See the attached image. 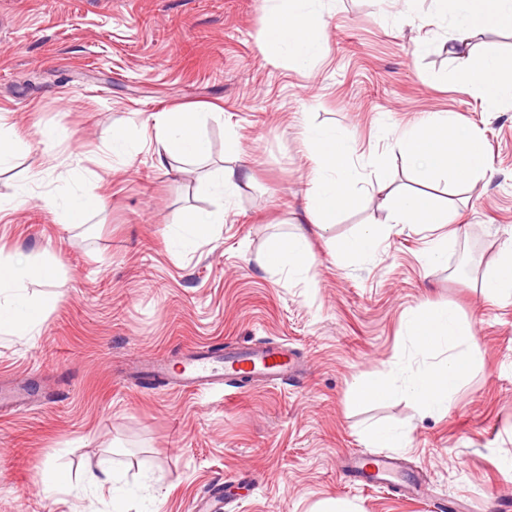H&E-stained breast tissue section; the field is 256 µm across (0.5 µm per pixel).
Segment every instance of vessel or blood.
<instances>
[{
    "mask_svg": "<svg viewBox=\"0 0 512 512\" xmlns=\"http://www.w3.org/2000/svg\"><path fill=\"white\" fill-rule=\"evenodd\" d=\"M301 371L284 348L254 346L223 351L197 347L184 356L180 369H170L165 361L156 359L142 367L138 376L146 381H161L169 391L198 393L227 378L252 377L277 385L295 379ZM349 473L364 484H381L395 477L396 464L382 455L370 459L357 456Z\"/></svg>",
    "mask_w": 512,
    "mask_h": 512,
    "instance_id": "1",
    "label": "vessel or blood"
}]
</instances>
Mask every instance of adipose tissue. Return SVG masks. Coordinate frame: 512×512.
<instances>
[{
    "label": "adipose tissue",
    "mask_w": 512,
    "mask_h": 512,
    "mask_svg": "<svg viewBox=\"0 0 512 512\" xmlns=\"http://www.w3.org/2000/svg\"><path fill=\"white\" fill-rule=\"evenodd\" d=\"M436 15L449 18L453 36L448 53L462 56L473 32L481 27L512 25V0H436ZM267 19L261 31V53L265 60L292 59L309 67L322 51L320 13L315 0H264ZM459 83L496 103H512V68L494 55L479 58L456 74ZM200 115L187 110L162 112L153 119V142L158 158L203 161L210 154L208 140L199 132ZM303 143L315 162L312 180L316 191L307 209L312 224L322 230L333 227L337 211L357 208L360 192L354 191L357 152L354 141L325 127H309ZM395 146L424 180L446 176L462 189L470 188L485 169L486 147L475 134L459 133L452 117L433 114L422 125L402 132ZM382 206L393 224L424 225L435 236L424 255L427 266L447 258V235L441 227L451 223L449 210L434 197L405 190H389ZM385 229L368 224L336 244L341 261L353 263L373 256ZM263 266L287 275L289 280H307L310 250L303 232L272 237L262 254ZM55 282L52 264L35 265L19 256H0V331L31 336L42 319V303L32 301L25 283L32 275ZM405 333L413 346L426 355H439V362L407 372L402 382L362 379L354 383L351 396L357 403H385L410 394L425 413L447 411L457 385L467 376L474 361L477 336L449 305H421L407 315Z\"/></svg>",
    "instance_id": "1"
}]
</instances>
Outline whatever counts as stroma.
I'll return each mask as SVG.
<instances>
[{
  "label": "stroma",
  "instance_id": "stroma-1",
  "mask_svg": "<svg viewBox=\"0 0 512 512\" xmlns=\"http://www.w3.org/2000/svg\"><path fill=\"white\" fill-rule=\"evenodd\" d=\"M264 0H0V119L19 147L0 171V248L52 262L57 285L27 282L50 299L38 334H0V387L32 385L0 415V512H111L108 494L45 496L47 462L73 483L102 463L129 485L153 479L157 512H192L223 483L224 512H512V300L480 281L512 238V107H493L454 81L466 60L448 53L442 20L407 21L398 0H322L326 48L307 70L270 63L259 49ZM203 112L207 162L158 166L145 122L178 107ZM447 112L480 135L487 174L460 191L421 180L396 137ZM352 139L364 203L341 210L336 239L383 224L381 186L434 193L462 233L447 265L428 268L429 230L397 225L376 254L343 266L315 228L306 234L313 284L289 285L260 263L269 238L305 225L314 192L305 126ZM53 129L52 138L40 135ZM125 128L135 146L113 167L106 142ZM236 139L248 177L223 201L207 186L232 165ZM85 189L104 206L67 226L45 199ZM220 211L199 244L169 243L175 218ZM448 304L478 336L476 362L448 410L408 397L350 400L361 377L419 366L404 316ZM288 349L304 375L282 387L231 382L202 393L151 389L132 379L146 358L179 366L194 345ZM377 425L408 431L391 449L398 485L363 487L350 455L375 454Z\"/></svg>",
  "mask_w": 512,
  "mask_h": 512
}]
</instances>
